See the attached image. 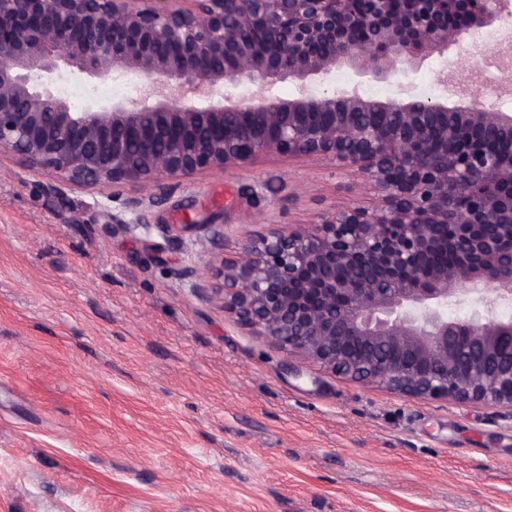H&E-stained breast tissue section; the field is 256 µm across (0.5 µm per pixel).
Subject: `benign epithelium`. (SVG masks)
I'll return each mask as SVG.
<instances>
[{"mask_svg":"<svg viewBox=\"0 0 512 512\" xmlns=\"http://www.w3.org/2000/svg\"><path fill=\"white\" fill-rule=\"evenodd\" d=\"M512 0H0V155L51 176L58 198L129 187L126 225L144 194L177 177L278 156L330 162L371 205H337L224 257L209 232L204 290L290 356L408 398L499 409L512 421V158L465 134L512 140V113L482 94L377 100L308 84L338 68L387 78L438 54L482 53L475 36ZM132 78L143 97L75 112L51 88L62 72ZM290 80L293 98L272 92ZM253 85L235 96L229 89ZM472 304L467 319L448 308Z\"/></svg>","mask_w":512,"mask_h":512,"instance_id":"1","label":"benign epithelium"}]
</instances>
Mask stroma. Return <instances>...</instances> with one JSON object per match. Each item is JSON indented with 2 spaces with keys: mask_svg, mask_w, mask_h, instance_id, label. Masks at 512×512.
<instances>
[{
  "mask_svg": "<svg viewBox=\"0 0 512 512\" xmlns=\"http://www.w3.org/2000/svg\"><path fill=\"white\" fill-rule=\"evenodd\" d=\"M440 63L392 78L336 70L314 92L456 103ZM69 105L136 96L134 82L64 84ZM0 155V512H512V422L415 399L287 356L190 287L206 232L224 254L334 205L368 202L329 164L280 157L169 180L125 221L91 189L66 200Z\"/></svg>",
  "mask_w": 512,
  "mask_h": 512,
  "instance_id": "stroma-1",
  "label": "stroma"
}]
</instances>
